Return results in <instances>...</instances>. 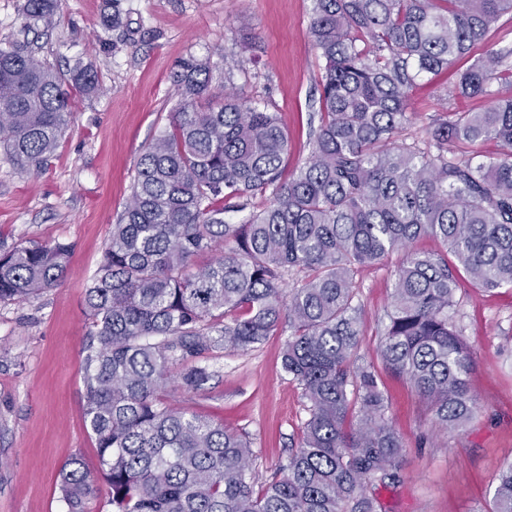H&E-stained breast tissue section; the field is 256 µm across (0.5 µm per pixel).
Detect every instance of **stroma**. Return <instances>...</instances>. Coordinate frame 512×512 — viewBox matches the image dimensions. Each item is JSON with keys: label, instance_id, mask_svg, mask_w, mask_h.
Here are the masks:
<instances>
[{"label": "stroma", "instance_id": "1", "mask_svg": "<svg viewBox=\"0 0 512 512\" xmlns=\"http://www.w3.org/2000/svg\"><path fill=\"white\" fill-rule=\"evenodd\" d=\"M19 8L20 0H0V38L30 42L63 74L93 64L98 82L95 94L75 98L47 167L17 166L0 150V240L71 247L59 286L0 303V512H68L61 470L74 458L92 472L98 465L84 416L85 290L141 154L179 107L172 68L190 55L207 61L213 95L235 92L278 112L290 138L289 175L319 125L321 61L308 37L311 0H61L31 30ZM115 13L120 26H106ZM447 89L443 73L417 83L404 138L426 140L442 108L486 106L480 97H447ZM402 259L393 253L355 275L365 319L356 366L379 367L391 272ZM457 300L478 413L464 430L440 433L411 384L381 370L388 416L406 446L400 482L377 489L381 512H487L500 466L512 460V288L487 292L464 280ZM287 339L283 331L252 350L220 353L206 389L168 393L174 407L247 433L263 482L287 463L309 417L301 386L282 368Z\"/></svg>", "mask_w": 512, "mask_h": 512}]
</instances>
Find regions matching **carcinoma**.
Wrapping results in <instances>:
<instances>
[{
  "mask_svg": "<svg viewBox=\"0 0 512 512\" xmlns=\"http://www.w3.org/2000/svg\"><path fill=\"white\" fill-rule=\"evenodd\" d=\"M309 38L324 61L320 122L288 179V132L276 112L229 93L206 108L209 66L182 59L172 124L141 155L85 294L95 343L86 356V423L99 476L72 460L60 474L69 512H92L99 480L111 512H378L375 486L400 481L405 444L386 418L364 336L358 268L405 251L377 348L406 378L436 429L477 414L472 353L456 324L460 272L487 291L512 287V44L487 46L457 72L448 111L427 141L401 142L417 81L456 66L512 20V0H311ZM60 0H21L30 29ZM98 90L94 70L69 82L28 42L0 39V146L22 168L48 165L72 91ZM496 140V157L479 145ZM269 193L262 207L253 198ZM241 213L239 222L226 218ZM422 236L444 249H411ZM213 258L194 266L202 254ZM65 243L0 248V303L60 283ZM282 367L309 401L297 450L262 486L242 433L172 407L170 383L202 391L214 353L247 351L282 325ZM488 512H512V460Z\"/></svg>",
  "mask_w": 512,
  "mask_h": 512,
  "instance_id": "obj_1",
  "label": "carcinoma"
}]
</instances>
